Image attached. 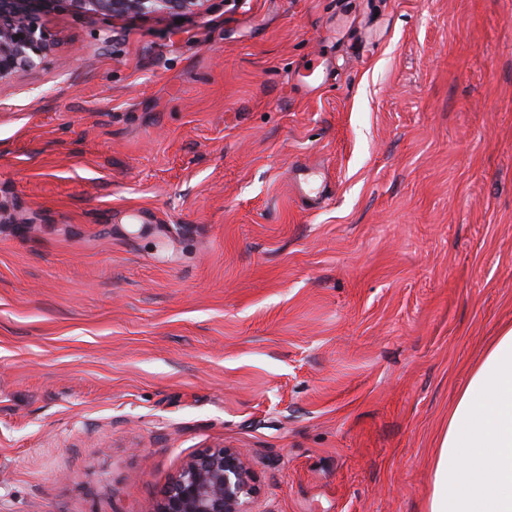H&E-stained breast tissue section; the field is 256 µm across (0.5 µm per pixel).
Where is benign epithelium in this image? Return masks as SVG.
I'll return each mask as SVG.
<instances>
[{"label": "benign epithelium", "mask_w": 512, "mask_h": 512, "mask_svg": "<svg viewBox=\"0 0 512 512\" xmlns=\"http://www.w3.org/2000/svg\"><path fill=\"white\" fill-rule=\"evenodd\" d=\"M61 0H0V84L30 71L52 51L37 23ZM78 11L111 16L180 14L206 0H66ZM255 477L243 453L218 448L192 457L167 486L157 512H251Z\"/></svg>", "instance_id": "1"}]
</instances>
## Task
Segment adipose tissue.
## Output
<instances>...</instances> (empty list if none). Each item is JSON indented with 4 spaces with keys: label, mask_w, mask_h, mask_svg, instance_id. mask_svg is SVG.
<instances>
[{
    "label": "adipose tissue",
    "mask_w": 512,
    "mask_h": 512,
    "mask_svg": "<svg viewBox=\"0 0 512 512\" xmlns=\"http://www.w3.org/2000/svg\"><path fill=\"white\" fill-rule=\"evenodd\" d=\"M429 512H512V326L488 347L448 415Z\"/></svg>",
    "instance_id": "1"
}]
</instances>
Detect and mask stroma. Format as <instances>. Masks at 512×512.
Here are the masks:
<instances>
[{
    "mask_svg": "<svg viewBox=\"0 0 512 512\" xmlns=\"http://www.w3.org/2000/svg\"><path fill=\"white\" fill-rule=\"evenodd\" d=\"M39 24L0 84V512H156L217 447L252 512H429L512 323V0Z\"/></svg>",
    "mask_w": 512,
    "mask_h": 512,
    "instance_id": "35a3bbf8",
    "label": "stroma"
}]
</instances>
